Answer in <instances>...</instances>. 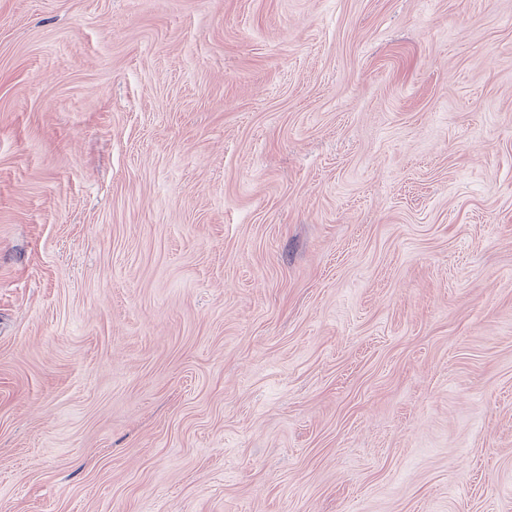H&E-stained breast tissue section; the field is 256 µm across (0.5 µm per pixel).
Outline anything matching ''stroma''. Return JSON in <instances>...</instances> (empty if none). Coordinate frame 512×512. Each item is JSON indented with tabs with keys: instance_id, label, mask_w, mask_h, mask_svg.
Listing matches in <instances>:
<instances>
[{
	"instance_id": "1",
	"label": "stroma",
	"mask_w": 512,
	"mask_h": 512,
	"mask_svg": "<svg viewBox=\"0 0 512 512\" xmlns=\"http://www.w3.org/2000/svg\"><path fill=\"white\" fill-rule=\"evenodd\" d=\"M0 512H512V0H0Z\"/></svg>"
}]
</instances>
